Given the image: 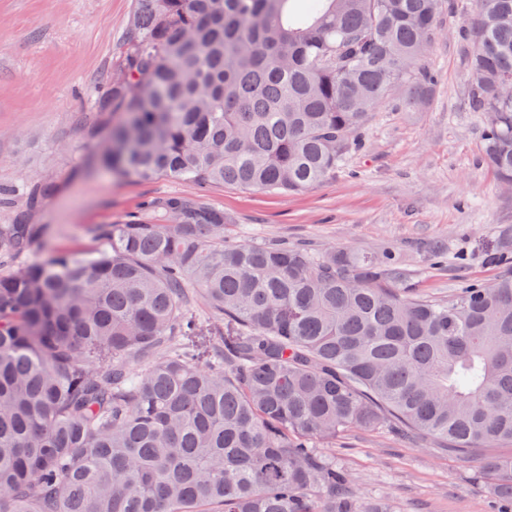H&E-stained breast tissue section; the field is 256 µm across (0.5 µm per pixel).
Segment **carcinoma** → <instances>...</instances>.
Returning a JSON list of instances; mask_svg holds the SVG:
<instances>
[{"mask_svg": "<svg viewBox=\"0 0 512 512\" xmlns=\"http://www.w3.org/2000/svg\"><path fill=\"white\" fill-rule=\"evenodd\" d=\"M439 0H135L105 101L106 160L301 193L336 174L390 92L432 93ZM482 153L512 185V0L462 31ZM55 186L34 183L29 204ZM224 209L148 200L109 249L18 266L0 224V512H397L326 452L407 430L478 461L512 512V258L431 299L389 257L229 244ZM213 324L208 349L193 343Z\"/></svg>", "mask_w": 512, "mask_h": 512, "instance_id": "carcinoma-1", "label": "carcinoma"}]
</instances>
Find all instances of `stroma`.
I'll return each instance as SVG.
<instances>
[{"label": "stroma", "instance_id": "stroma-1", "mask_svg": "<svg viewBox=\"0 0 512 512\" xmlns=\"http://www.w3.org/2000/svg\"><path fill=\"white\" fill-rule=\"evenodd\" d=\"M133 7V0H0V224L23 212L43 225L30 262L108 249L98 227L138 214L145 200L178 194L223 208L232 219L224 228L229 242L390 254L438 298L494 281L495 255L512 253V239L499 234L512 228V187L484 159L483 118L465 101L459 32L477 0H441L423 60L435 78L428 103L409 112L396 96L383 100L335 176L299 194L121 179L102 164L112 117L99 114L97 102L122 55ZM37 181L57 190L31 210L26 188ZM435 246L444 263L430 262ZM335 455L361 496L389 498L400 512H495L477 463L419 436L353 431Z\"/></svg>", "mask_w": 512, "mask_h": 512}]
</instances>
